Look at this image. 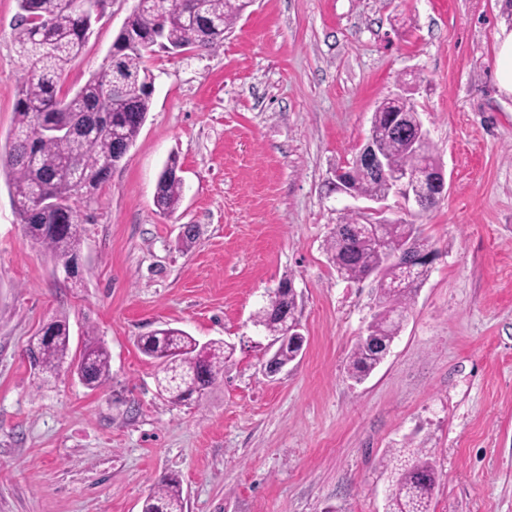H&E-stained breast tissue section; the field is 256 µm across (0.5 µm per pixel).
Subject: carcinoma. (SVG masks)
<instances>
[{
  "instance_id": "cac0c4a2",
  "label": "carcinoma",
  "mask_w": 512,
  "mask_h": 512,
  "mask_svg": "<svg viewBox=\"0 0 512 512\" xmlns=\"http://www.w3.org/2000/svg\"><path fill=\"white\" fill-rule=\"evenodd\" d=\"M107 0H18L19 13L14 39L27 63V75L15 108V131L9 150L0 157L6 173L12 204L23 231L62 264L79 262L85 214L78 205L82 183L95 189L110 176L115 143L136 141L150 109L152 75L146 58L155 47L176 52L211 51L224 42V30L245 8L246 0H146L127 18L114 47L116 57L94 74L73 96H60V81L67 66L81 52L94 19L102 17ZM121 85L120 97L112 98V84ZM98 108L101 127L91 138H59L38 134L43 126L67 125L79 115ZM381 128V143L391 167L412 166L416 158L406 142L384 130V113H375ZM360 195L371 197L390 191L383 178L359 175ZM180 178H165L156 186L154 202L163 213L177 208L183 193ZM38 196L55 201V208L31 219ZM375 237L390 245L407 242L420 252L432 250L413 224L382 223ZM327 252L338 273L352 281H363L380 266L379 251L363 236H350L338 224L327 240ZM429 269L415 270L413 288H393L396 276L388 267L377 279L376 290L387 315L377 314L367 328L373 340L390 344L399 335L408 304L427 279ZM255 325L268 335H281L283 324L269 308L257 312ZM69 325L53 318L46 332L37 334L28 346L31 367L46 377L58 374L69 356ZM140 352L159 367L158 386L176 404L186 402L200 389L214 385L224 375L233 347L222 340L205 346L184 330L160 328L137 339ZM380 359V351L357 345L349 357L352 378L369 375ZM111 356L101 341L87 337L79 359L81 382L99 388L110 377ZM389 496V512H430L436 476L424 454L412 453L396 467ZM180 484L163 478L142 504V512H184Z\"/></svg>"
}]
</instances>
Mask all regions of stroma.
Masks as SVG:
<instances>
[{
    "label": "stroma",
    "mask_w": 512,
    "mask_h": 512,
    "mask_svg": "<svg viewBox=\"0 0 512 512\" xmlns=\"http://www.w3.org/2000/svg\"><path fill=\"white\" fill-rule=\"evenodd\" d=\"M136 0H110L61 82L110 62ZM17 0H0V152L25 60ZM512 0H253L214 52L152 55L150 110L119 167L81 199L79 274L67 280L25 236L0 175V512H141L177 478L185 512H386L389 456L422 449L431 512H512V98L494 81ZM411 99L448 181L426 211L389 198L438 258L391 352L347 370L376 311L372 280L340 277L326 241L370 200L330 191L378 102ZM174 213L154 204L169 160ZM193 238H185V226ZM306 343L275 377L253 324L285 276ZM66 318L111 379L43 381L26 348ZM169 325L234 347L198 401L161 395L137 337Z\"/></svg>",
    "instance_id": "1"
}]
</instances>
